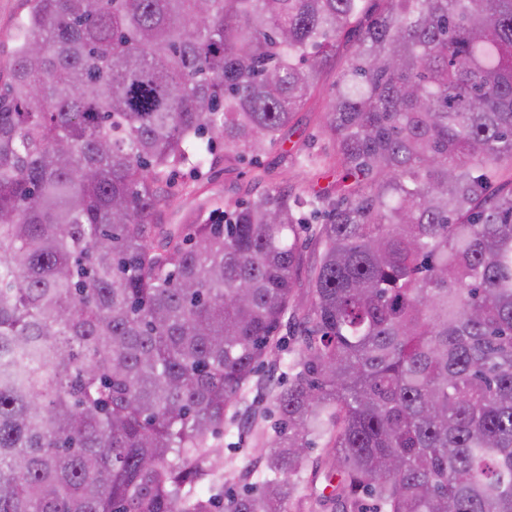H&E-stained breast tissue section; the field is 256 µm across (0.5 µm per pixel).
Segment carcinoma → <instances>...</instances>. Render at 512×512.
Here are the masks:
<instances>
[{
  "label": "carcinoma",
  "instance_id": "1",
  "mask_svg": "<svg viewBox=\"0 0 512 512\" xmlns=\"http://www.w3.org/2000/svg\"><path fill=\"white\" fill-rule=\"evenodd\" d=\"M0 85V512H512V0H26ZM321 117L344 196L180 224L172 174ZM323 213L306 284L301 213ZM307 288L306 302L296 290ZM257 491L196 486L283 326ZM314 444L311 445L312 448L309 449V455L312 460L317 461L321 465L320 472L318 473L319 478L316 483H312L313 475H311V470L307 472H302L299 475H294L292 479L299 480L304 487V493L306 496L300 501H293L289 505V512H343L341 509L336 508H328L324 511L315 506L316 495L311 493L312 491H316L320 493L325 486V482L323 479V475L321 472L330 468L331 460L327 459L324 450H323V442L314 440Z\"/></svg>",
  "mask_w": 512,
  "mask_h": 512
}]
</instances>
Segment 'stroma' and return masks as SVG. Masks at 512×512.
Masks as SVG:
<instances>
[{
	"mask_svg": "<svg viewBox=\"0 0 512 512\" xmlns=\"http://www.w3.org/2000/svg\"><path fill=\"white\" fill-rule=\"evenodd\" d=\"M353 51L351 42L342 40L336 45V54L324 67L317 87L312 91L305 106L297 112L292 126L285 133L282 144L267 148L258 159L245 160L231 169L210 164L207 168L213 188L223 199L225 206H233L239 195L237 184L249 180L255 171L267 173L266 184L292 192L303 190L336 189L335 171L321 168L312 170L300 164V157L323 156L332 153L333 146L319 129V116L330 98L336 93L335 80L347 66ZM279 348L250 382L234 399L227 410L223 430L211 436L224 453V479L216 484L203 485L205 494H221L227 491L245 492L253 487L254 479L241 478L240 473L250 465H260L265 454L270 453V439L278 412L273 400V388L278 382L291 380L296 370L303 346L288 331H280Z\"/></svg>",
	"mask_w": 512,
	"mask_h": 512,
	"instance_id": "35a3bbf8",
	"label": "stroma"
}]
</instances>
